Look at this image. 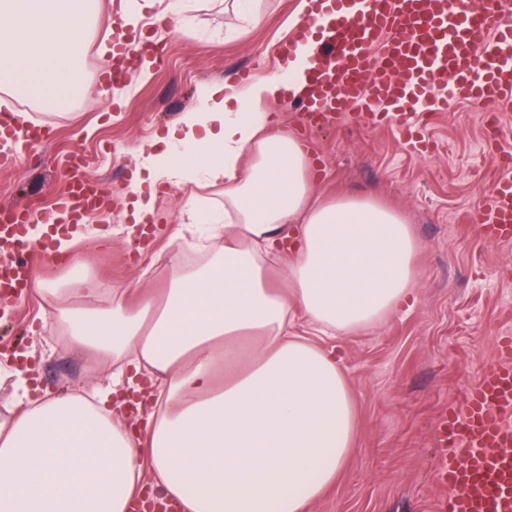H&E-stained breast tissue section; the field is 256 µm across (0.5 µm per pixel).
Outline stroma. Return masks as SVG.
<instances>
[{
  "label": "stroma",
  "instance_id": "obj_1",
  "mask_svg": "<svg viewBox=\"0 0 512 512\" xmlns=\"http://www.w3.org/2000/svg\"><path fill=\"white\" fill-rule=\"evenodd\" d=\"M295 7L296 0H259L257 26L226 14L218 0H201L186 28L171 16L159 22L146 16L138 32L160 50L150 58V79L105 85L100 73L112 57L90 46L81 60L85 80L65 113L0 92V115L31 113L45 131L16 150V167L0 170V208H39L64 187L78 154L86 176L112 199L89 227L128 224L129 184L142 163L136 146L165 135L182 112L198 107L199 86L236 83L244 69L277 73V46L301 21ZM484 112L458 103L428 113L432 147L423 153L387 127L345 124L303 135L318 164L319 194L373 193L405 214L422 244L414 300L381 328L330 341L356 396L357 450L310 512H436L443 493L431 478L436 423L462 402L499 338L512 335V243L488 241L464 220L496 176L498 145L512 146V111L501 121L497 145L484 137ZM156 195L158 238L137 252L119 236L88 250L95 277L114 286L163 287L173 260L186 254V199L221 209L224 183H160ZM58 304L33 295L13 305L0 319V344L31 354L42 389L67 393L107 382L111 362L88 359L63 340L54 318Z\"/></svg>",
  "mask_w": 512,
  "mask_h": 512
}]
</instances>
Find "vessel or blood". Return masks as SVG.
I'll list each match as a JSON object with an SVG mask.
<instances>
[{
  "instance_id": "b4317fda",
  "label": "vessel or blood",
  "mask_w": 512,
  "mask_h": 512,
  "mask_svg": "<svg viewBox=\"0 0 512 512\" xmlns=\"http://www.w3.org/2000/svg\"><path fill=\"white\" fill-rule=\"evenodd\" d=\"M309 16L278 46L290 61L298 45L313 48L300 93V125L315 131L360 120L417 135L424 113L450 102L493 104L487 134L500 140L498 111L512 109V0H310ZM135 49L115 47L103 80L120 82ZM503 174L467 216L487 239L512 241V152L501 151ZM73 161L66 193L45 220L78 222L109 205L105 191ZM0 221V248L20 250L15 266L0 269V288L25 301L46 257L43 241L27 237L32 214L13 207ZM437 433L447 452L433 471L443 487L437 512H512V338L500 339L496 358L459 407L441 415Z\"/></svg>"
}]
</instances>
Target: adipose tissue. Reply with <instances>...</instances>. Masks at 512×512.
I'll return each instance as SVG.
<instances>
[{"instance_id":"ef3b65f1","label":"adipose tissue","mask_w":512,"mask_h":512,"mask_svg":"<svg viewBox=\"0 0 512 512\" xmlns=\"http://www.w3.org/2000/svg\"><path fill=\"white\" fill-rule=\"evenodd\" d=\"M93 0H0V88L69 110ZM310 48L282 76L205 84L165 142L137 147L133 242L155 221L154 184L224 180V213L186 203L198 243L223 238L203 266H174L163 288L110 286L72 254L82 230L51 235L71 253L61 283L41 295L72 298L56 319L82 355L122 367L91 393L31 396L21 369L0 415V512H133L152 483L182 512H308L356 452L355 395L322 336L385 323L412 299L420 243L398 211L371 196H314L309 145L271 103L298 92ZM114 228L93 230L95 243ZM108 296V308L86 300ZM305 331H298V324ZM152 385L140 430L112 410L135 378Z\"/></svg>"}]
</instances>
